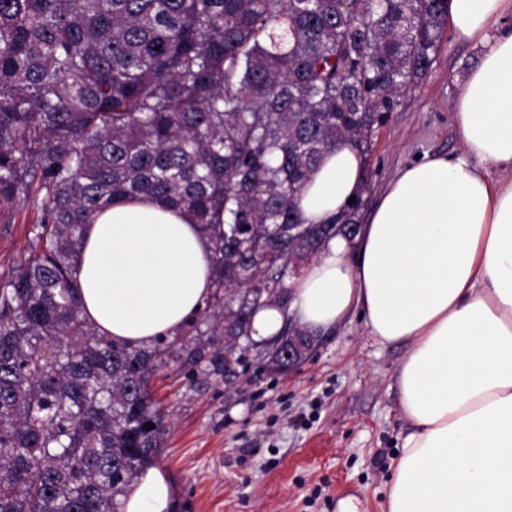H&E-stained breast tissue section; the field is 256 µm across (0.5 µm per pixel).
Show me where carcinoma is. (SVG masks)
<instances>
[{
    "mask_svg": "<svg viewBox=\"0 0 512 512\" xmlns=\"http://www.w3.org/2000/svg\"><path fill=\"white\" fill-rule=\"evenodd\" d=\"M445 2L0 0V220L39 211L0 275V512H120L158 458L167 359L224 379L254 314L288 304L293 254L358 224L360 196L327 224L296 200L426 76ZM140 194L218 225L187 338L146 348L100 335L73 277L92 214Z\"/></svg>",
    "mask_w": 512,
    "mask_h": 512,
    "instance_id": "cac0c4a2",
    "label": "carcinoma"
}]
</instances>
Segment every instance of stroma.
Instances as JSON below:
<instances>
[{
	"label": "stroma",
	"instance_id": "stroma-1",
	"mask_svg": "<svg viewBox=\"0 0 512 512\" xmlns=\"http://www.w3.org/2000/svg\"><path fill=\"white\" fill-rule=\"evenodd\" d=\"M476 56L444 33L428 74L373 137L366 205L417 157L458 150L454 99ZM37 215L24 202L0 223V274L28 258ZM406 352L376 342L357 314L284 372L251 354L234 375L207 382L169 363L152 385L169 413L156 465L176 512H338L343 493L357 512H385L392 465L412 430L396 385Z\"/></svg>",
	"mask_w": 512,
	"mask_h": 512
}]
</instances>
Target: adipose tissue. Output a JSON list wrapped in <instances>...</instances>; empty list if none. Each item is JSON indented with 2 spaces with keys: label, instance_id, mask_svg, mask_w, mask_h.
I'll list each match as a JSON object with an SVG mask.
<instances>
[{
  "label": "adipose tissue",
  "instance_id": "1",
  "mask_svg": "<svg viewBox=\"0 0 512 512\" xmlns=\"http://www.w3.org/2000/svg\"><path fill=\"white\" fill-rule=\"evenodd\" d=\"M446 19L479 50L454 103L460 151L401 170L355 239L330 238L288 279L289 309L270 305L253 327L267 338L290 317L318 335L357 313L380 343H406L396 383L412 430L386 512H512V0H447ZM364 173L353 146L327 153L297 199L303 223L346 210ZM74 277L101 335L149 345L203 306L211 232L154 197L124 198L90 219ZM174 506L156 467L122 500V512Z\"/></svg>",
  "mask_w": 512,
  "mask_h": 512
}]
</instances>
